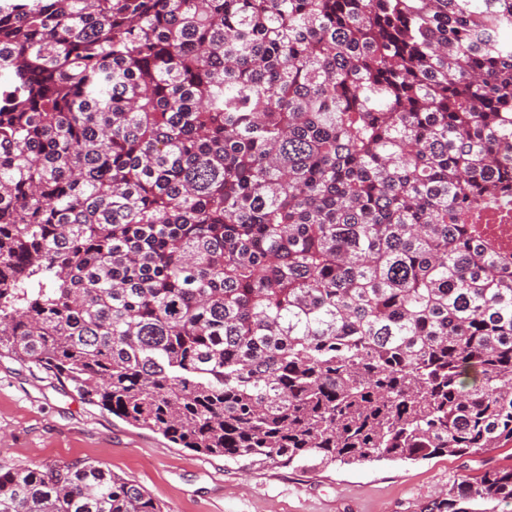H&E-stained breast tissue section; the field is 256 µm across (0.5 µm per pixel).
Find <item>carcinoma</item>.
I'll list each match as a JSON object with an SVG mask.
<instances>
[{"label":"carcinoma","mask_w":512,"mask_h":512,"mask_svg":"<svg viewBox=\"0 0 512 512\" xmlns=\"http://www.w3.org/2000/svg\"><path fill=\"white\" fill-rule=\"evenodd\" d=\"M511 194L512 0H0V351L196 453L512 442ZM0 512L162 508L75 462Z\"/></svg>","instance_id":"obj_1"}]
</instances>
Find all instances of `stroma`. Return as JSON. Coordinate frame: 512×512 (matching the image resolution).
Returning <instances> with one entry per match:
<instances>
[{"label": "stroma", "instance_id": "obj_1", "mask_svg": "<svg viewBox=\"0 0 512 512\" xmlns=\"http://www.w3.org/2000/svg\"><path fill=\"white\" fill-rule=\"evenodd\" d=\"M90 461L144 488L163 512H430L450 484L512 468V443L472 456L319 471L227 462L113 417L53 375L0 353V467Z\"/></svg>", "mask_w": 512, "mask_h": 512}]
</instances>
